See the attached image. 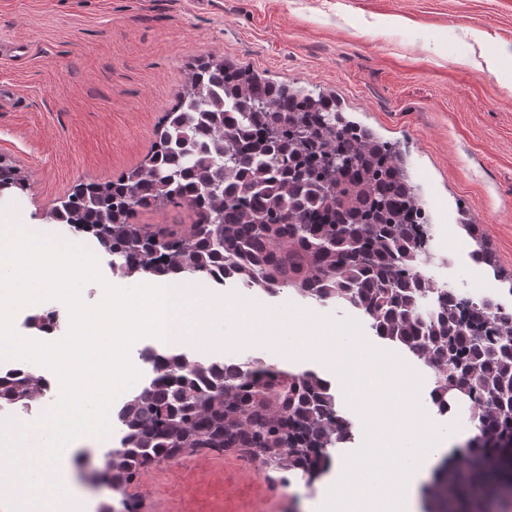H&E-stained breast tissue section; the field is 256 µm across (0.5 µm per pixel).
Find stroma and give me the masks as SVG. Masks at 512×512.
Instances as JSON below:
<instances>
[{
  "label": "stroma",
  "instance_id": "1",
  "mask_svg": "<svg viewBox=\"0 0 512 512\" xmlns=\"http://www.w3.org/2000/svg\"><path fill=\"white\" fill-rule=\"evenodd\" d=\"M512 0H0V158L24 189L0 194V219L72 239L49 210L82 182L141 164L191 65L225 58L277 82L336 95L345 116L397 144L433 224L427 267L463 296L512 300ZM494 60L495 70L485 67ZM478 224L496 267L476 263L462 228ZM204 292L246 296L239 282L204 279ZM251 296V295H248ZM255 306L291 304L356 321L370 346L403 356L368 319L287 289ZM158 461L134 486L144 508L181 487V512H202L196 487H218L266 512H317L300 478L270 488L255 475L193 460Z\"/></svg>",
  "mask_w": 512,
  "mask_h": 512
}]
</instances>
